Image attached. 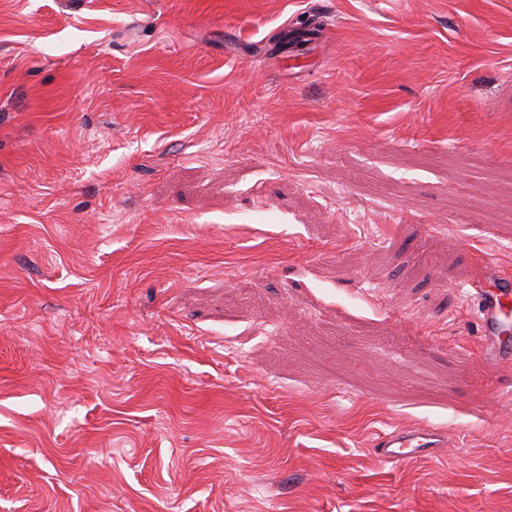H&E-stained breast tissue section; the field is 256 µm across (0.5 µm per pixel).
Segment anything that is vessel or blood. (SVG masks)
<instances>
[{
  "mask_svg": "<svg viewBox=\"0 0 512 512\" xmlns=\"http://www.w3.org/2000/svg\"><path fill=\"white\" fill-rule=\"evenodd\" d=\"M482 357L487 367L512 364V277L486 266L475 288ZM448 445L445 433L431 426L381 434L376 442L381 459L392 464L431 457Z\"/></svg>",
  "mask_w": 512,
  "mask_h": 512,
  "instance_id": "obj_1",
  "label": "vessel or blood"
}]
</instances>
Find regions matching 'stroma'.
Masks as SVG:
<instances>
[{
  "instance_id": "1",
  "label": "stroma",
  "mask_w": 512,
  "mask_h": 512,
  "mask_svg": "<svg viewBox=\"0 0 512 512\" xmlns=\"http://www.w3.org/2000/svg\"><path fill=\"white\" fill-rule=\"evenodd\" d=\"M488 265L512 0H0V512H512ZM381 459L387 463L432 457L448 447L445 433L431 426L405 428L381 434L375 444Z\"/></svg>"
}]
</instances>
